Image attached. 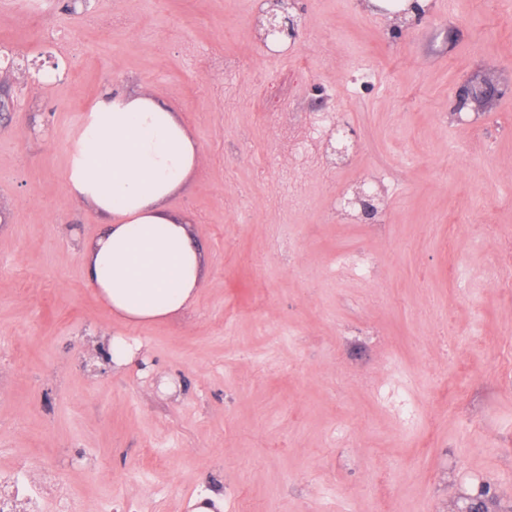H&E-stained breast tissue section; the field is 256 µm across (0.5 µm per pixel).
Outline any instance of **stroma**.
<instances>
[{
  "instance_id": "stroma-1",
  "label": "stroma",
  "mask_w": 512,
  "mask_h": 512,
  "mask_svg": "<svg viewBox=\"0 0 512 512\" xmlns=\"http://www.w3.org/2000/svg\"><path fill=\"white\" fill-rule=\"evenodd\" d=\"M296 4L272 57L261 0H43L36 22L0 0L26 74L0 112V488L31 512H188L207 490L227 512H448L469 477L512 512V0H429L401 28L360 0ZM140 91L202 149L167 206L206 272L180 314L126 324L86 276L101 218L66 178L85 112ZM316 112L355 134L339 165L277 133ZM364 178L375 224L338 210ZM107 336L137 361L105 362ZM140 350L141 343L137 339L125 336H112L107 346L111 363L116 367L132 364Z\"/></svg>"
}]
</instances>
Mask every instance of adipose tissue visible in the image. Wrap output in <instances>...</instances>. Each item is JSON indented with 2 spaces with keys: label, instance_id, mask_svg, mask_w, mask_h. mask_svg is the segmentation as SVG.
<instances>
[{
  "label": "adipose tissue",
  "instance_id": "adipose-tissue-1",
  "mask_svg": "<svg viewBox=\"0 0 512 512\" xmlns=\"http://www.w3.org/2000/svg\"><path fill=\"white\" fill-rule=\"evenodd\" d=\"M201 160L177 114L149 94H103L83 118L67 187L105 220L82 260L102 302L125 323L168 319L196 297L205 255L166 202Z\"/></svg>",
  "mask_w": 512,
  "mask_h": 512
}]
</instances>
